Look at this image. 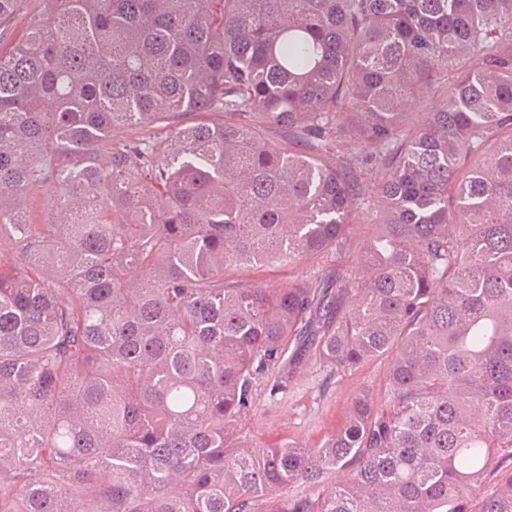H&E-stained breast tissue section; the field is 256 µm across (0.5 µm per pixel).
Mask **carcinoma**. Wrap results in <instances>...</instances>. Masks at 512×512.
<instances>
[{
    "mask_svg": "<svg viewBox=\"0 0 512 512\" xmlns=\"http://www.w3.org/2000/svg\"><path fill=\"white\" fill-rule=\"evenodd\" d=\"M41 2L0 50V512H512V0ZM306 345L380 397L260 448ZM56 189L51 184H45L27 195V204L36 224H45L47 218V203L54 198ZM318 271L316 263H308L304 261L294 267H268L255 272H248L247 278L256 283V285L267 286H286L288 284V277L293 275H306L313 276Z\"/></svg>",
    "mask_w": 512,
    "mask_h": 512,
    "instance_id": "1",
    "label": "carcinoma"
}]
</instances>
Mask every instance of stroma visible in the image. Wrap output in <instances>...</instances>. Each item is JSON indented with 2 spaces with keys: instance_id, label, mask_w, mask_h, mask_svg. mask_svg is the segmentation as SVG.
<instances>
[{
  "instance_id": "stroma-1",
  "label": "stroma",
  "mask_w": 512,
  "mask_h": 512,
  "mask_svg": "<svg viewBox=\"0 0 512 512\" xmlns=\"http://www.w3.org/2000/svg\"><path fill=\"white\" fill-rule=\"evenodd\" d=\"M381 374L382 366L375 361L341 377L328 372L314 356H306L288 390L274 394L259 390L241 432L265 445L288 439L314 444L336 427L353 396L377 395Z\"/></svg>"
}]
</instances>
